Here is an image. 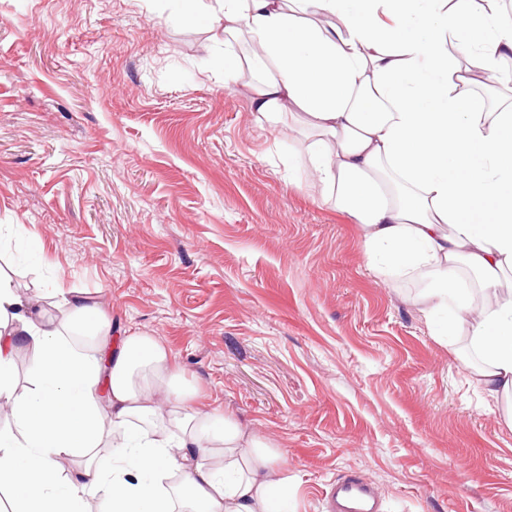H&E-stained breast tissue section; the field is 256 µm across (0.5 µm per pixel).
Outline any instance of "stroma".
<instances>
[{
    "label": "stroma",
    "mask_w": 512,
    "mask_h": 512,
    "mask_svg": "<svg viewBox=\"0 0 512 512\" xmlns=\"http://www.w3.org/2000/svg\"><path fill=\"white\" fill-rule=\"evenodd\" d=\"M222 27L166 0H0V225L28 247L0 265L156 336L200 405L286 451L288 512H327L350 475L381 512H512V402L299 186Z\"/></svg>",
    "instance_id": "35a3bbf8"
}]
</instances>
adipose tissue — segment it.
Here are the masks:
<instances>
[{
	"label": "adipose tissue",
	"mask_w": 512,
	"mask_h": 512,
	"mask_svg": "<svg viewBox=\"0 0 512 512\" xmlns=\"http://www.w3.org/2000/svg\"><path fill=\"white\" fill-rule=\"evenodd\" d=\"M252 110L288 123L302 178L363 228L376 276H421L465 329L487 398L512 396V0H213ZM34 317L0 274V491L11 512H280L285 451L196 409L172 353L83 298ZM31 382L19 389L15 343ZM73 461L67 475L64 461Z\"/></svg>",
	"instance_id": "ef3b65f1"
}]
</instances>
